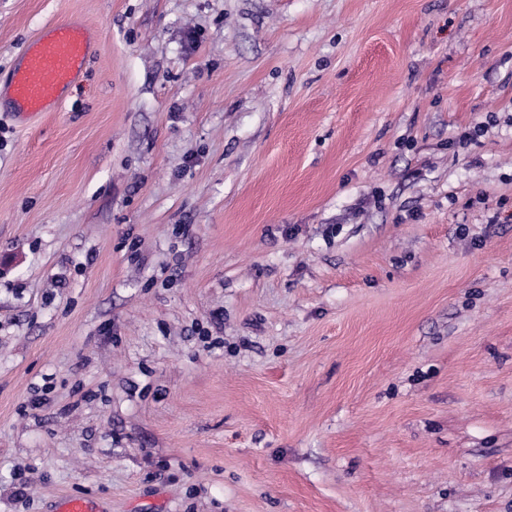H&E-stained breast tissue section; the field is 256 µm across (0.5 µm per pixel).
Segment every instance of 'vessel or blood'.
<instances>
[{"label":"vessel or blood","mask_w":512,"mask_h":512,"mask_svg":"<svg viewBox=\"0 0 512 512\" xmlns=\"http://www.w3.org/2000/svg\"><path fill=\"white\" fill-rule=\"evenodd\" d=\"M92 35L79 21L55 25L23 48L9 73L7 97L21 118L56 111L78 81L91 52Z\"/></svg>","instance_id":"b4317fda"}]
</instances>
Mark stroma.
<instances>
[{
	"instance_id": "35a3bbf8",
	"label": "stroma",
	"mask_w": 512,
	"mask_h": 512,
	"mask_svg": "<svg viewBox=\"0 0 512 512\" xmlns=\"http://www.w3.org/2000/svg\"><path fill=\"white\" fill-rule=\"evenodd\" d=\"M65 19L0 109V512H512V0H0V74ZM92 41L84 24L69 20L27 43L7 80V97L14 112L27 119L56 111L63 102V92L83 73Z\"/></svg>"
}]
</instances>
